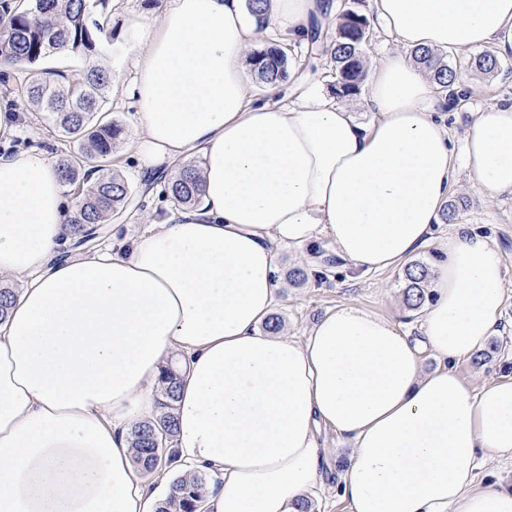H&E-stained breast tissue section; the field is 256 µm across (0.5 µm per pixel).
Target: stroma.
<instances>
[{"mask_svg": "<svg viewBox=\"0 0 512 512\" xmlns=\"http://www.w3.org/2000/svg\"><path fill=\"white\" fill-rule=\"evenodd\" d=\"M149 0H110L103 17L108 35L93 58H52L44 63L45 69L63 71L68 78L76 79L86 71L88 63L112 74L114 93L108 94L102 109L112 120L120 124L124 132H132L137 123L138 107L133 99L124 96L133 73V57L141 44V35L128 22V16L149 8ZM337 10L352 9L369 17V33L363 45L365 61L394 50L396 44L374 20L371 0H336ZM288 54L287 84H294L303 74L315 73L321 79V92L331 95L334 84V64L328 54L309 53L307 47H291ZM444 62L455 69L457 78L451 86L442 114L448 127L454 149H461L468 124L477 112L491 99L512 100V54L502 55L498 70L485 72L471 65L466 52L447 53ZM7 81H0V98L6 99L20 114V133L11 143L12 148H37L46 151L51 158L62 153L77 151L72 140L63 137L57 128L37 116L35 109L22 91L26 73L17 67L7 68ZM112 169L131 185L133 202L126 212L112 218L107 226L101 245L121 247L142 233L149 224L165 222L177 205L164 193L165 179H146L124 140H117L112 151ZM471 176L465 164H458L455 181L449 194L450 202L459 207L458 218L450 224H435L431 240L416 251V258L424 259L429 267H436L444 252L443 244L448 234L463 227L467 231L491 238L503 252L508 273L506 276L503 315L495 334L489 337V345L496 351L483 364H474L472 357H464L456 364L457 371L475 388L512 376V195L504 194L487 202L477 196L470 187ZM333 245L325 239L314 245L286 247L281 251L279 275L285 280L282 300L276 314L285 321V334L301 337L330 308L358 305L389 318L400 325L412 337H419L422 313L408 310L404 303V270L397 267L388 271L365 274L347 263H335ZM333 264L325 269L323 280L308 279L300 283L288 281L289 271L297 267H322L323 259ZM330 447L329 461L324 481L312 494L315 512H346L338 498L336 487L339 474L347 463L351 449L348 442L333 432H326Z\"/></svg>", "mask_w": 512, "mask_h": 512, "instance_id": "1", "label": "stroma"}]
</instances>
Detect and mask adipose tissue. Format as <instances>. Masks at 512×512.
Returning <instances> with one entry per match:
<instances>
[{
	"label": "adipose tissue",
	"mask_w": 512,
	"mask_h": 512,
	"mask_svg": "<svg viewBox=\"0 0 512 512\" xmlns=\"http://www.w3.org/2000/svg\"><path fill=\"white\" fill-rule=\"evenodd\" d=\"M397 50L375 59L365 127L345 107L255 99L258 38L242 0H163L143 33L128 149L161 171L196 157L199 205L121 250L71 249L76 204L46 153L0 155V275L23 286L0 319V512H156L131 431L179 355L178 472L211 475L204 512H301L327 450L353 443L337 493L348 512H512V485H477L512 459V377L472 389L454 364L500 323L507 264L465 230L444 243L423 340L344 304L294 338L265 324L283 286L278 249L328 239L364 273L425 245L455 177L444 93L411 50L512 52V0H372ZM288 44L334 0H264ZM465 159L478 196L512 194V103L476 112ZM440 360L422 369L421 350Z\"/></svg>",
	"instance_id": "adipose-tissue-1"
}]
</instances>
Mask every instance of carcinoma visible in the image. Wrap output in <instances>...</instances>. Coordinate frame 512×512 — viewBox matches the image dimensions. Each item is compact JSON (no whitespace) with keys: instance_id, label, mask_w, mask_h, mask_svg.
<instances>
[{"instance_id":"obj_1","label":"carcinoma","mask_w":512,"mask_h":512,"mask_svg":"<svg viewBox=\"0 0 512 512\" xmlns=\"http://www.w3.org/2000/svg\"><path fill=\"white\" fill-rule=\"evenodd\" d=\"M105 0H24L5 7L0 14V61L29 70L23 92L46 114L66 138L79 143L78 154H65L56 169L66 185H76L83 196L70 219L73 247H81L98 238L105 224L122 213L130 203L131 186L121 176L109 172L114 142L121 128L101 116L102 103L112 90V76L102 69L85 71L80 81L63 85L62 76L39 69L37 65L66 48L73 55H92L105 36L104 25L92 19ZM368 33L367 18L353 10L340 14L336 35L330 46L335 64V94L350 95L363 81L365 70L362 46ZM416 60L431 73L434 81L450 87L456 72L428 49L415 51ZM251 69L261 84L281 82L287 77L288 57L282 49L255 51L249 56ZM472 64L492 72L500 67L498 58L487 51L477 54ZM198 169L187 166L168 185V193L181 206H193L200 200ZM429 268L423 263L409 265L404 274L407 307L419 311L426 299ZM180 377L167 367L158 379L156 392L161 411L154 420L138 424L131 432L133 458L144 476L169 467V445L175 433V402ZM206 478L198 475L176 479L175 494L160 503L156 512H201Z\"/></svg>"}]
</instances>
